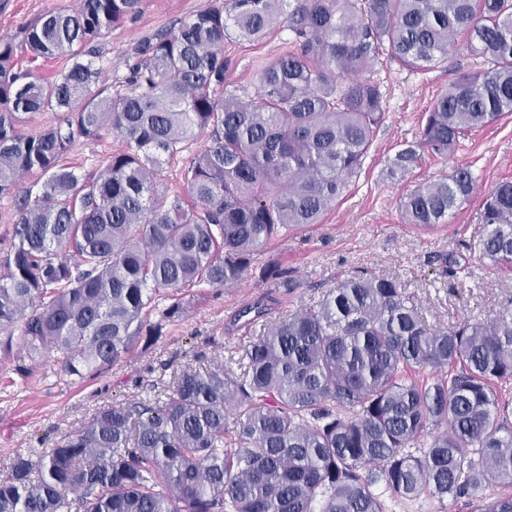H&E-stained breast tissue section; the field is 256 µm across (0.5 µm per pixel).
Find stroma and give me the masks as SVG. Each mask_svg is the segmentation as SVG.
Returning <instances> with one entry per match:
<instances>
[{
    "mask_svg": "<svg viewBox=\"0 0 512 512\" xmlns=\"http://www.w3.org/2000/svg\"><path fill=\"white\" fill-rule=\"evenodd\" d=\"M80 0H0V38L21 41L23 29L49 11H72ZM211 0H142L138 15L113 27L100 41L107 73L124 72L125 59L142 37L188 19ZM288 30L275 26L261 41L226 42L231 66L226 94L251 100L258 91L257 67L282 53ZM445 64L429 70L406 67L384 52L366 74L383 94L385 117L378 126L363 166L319 224L289 231L272 241L256 259L287 269L297 286L291 293L250 272L230 288L188 291L184 313L166 335L151 346L137 343L106 372L64 381L50 361L21 372L28 359L17 349L0 357V470L16 454H37L53 448L65 433L79 427L103 406L136 403L151 391H163L185 371L224 365L233 374L244 370V348L282 318L302 308L319 306L336 281L353 276L397 279L412 295L425 321L433 327L483 323L503 310L512 311V267L484 258L480 244L487 233L480 202L498 182L512 180V114L491 125L466 132L445 155L422 152L419 162L402 174H391L395 154L420 141L427 113L442 90L464 73L484 70L465 38ZM209 143L193 137L185 152L163 164L156 189L173 197L182 193L181 171ZM123 142L113 135L84 140L65 162L77 173L103 170ZM469 168L475 179L468 201L448 222L421 230L404 221L401 202L418 184ZM455 255L457 273L445 272L444 261ZM266 298L270 311L259 321L239 318V310Z\"/></svg>",
    "mask_w": 512,
    "mask_h": 512,
    "instance_id": "1",
    "label": "stroma"
}]
</instances>
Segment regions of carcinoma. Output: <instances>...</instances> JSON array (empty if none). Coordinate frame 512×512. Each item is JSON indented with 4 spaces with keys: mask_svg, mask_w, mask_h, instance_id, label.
Instances as JSON below:
<instances>
[{
    "mask_svg": "<svg viewBox=\"0 0 512 512\" xmlns=\"http://www.w3.org/2000/svg\"><path fill=\"white\" fill-rule=\"evenodd\" d=\"M140 5L81 0L43 14L19 43L0 40V195L26 174L41 180L17 199L14 243L0 255V354L18 338L34 360L60 354L68 377L153 344L184 312L181 289L232 286L282 233L320 223L383 119L380 88L364 77L380 50L428 69L465 33L487 63L439 95L393 172L512 113V0H224L141 38L125 72L106 79L98 42ZM282 22L288 52L259 67L256 97L223 95L224 41L259 40ZM20 54L30 67H17ZM61 55L68 69L43 79L38 61ZM37 112L64 116L22 132ZM205 130L210 144L181 172L187 197L156 195L162 158ZM109 131L125 148L105 170L64 164L77 140ZM473 182L460 167L417 185L406 222L447 223ZM481 218L483 253L511 266L512 181L482 198ZM260 276L297 287L276 264ZM244 359L238 377L184 372L161 399L104 406L48 453L17 455L0 473V512H384L380 482L404 499L512 484L498 393L512 380V312L433 328L399 281L353 277ZM417 367L442 377L420 384ZM431 426L440 432L415 454ZM476 512H512V496Z\"/></svg>",
    "mask_w": 512,
    "mask_h": 512,
    "instance_id": "cac0c4a2",
    "label": "carcinoma"
}]
</instances>
